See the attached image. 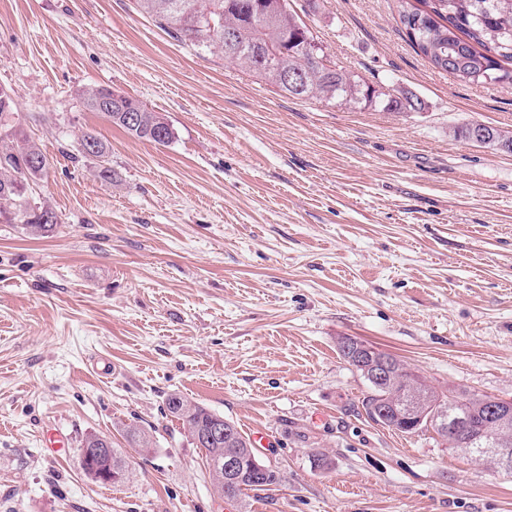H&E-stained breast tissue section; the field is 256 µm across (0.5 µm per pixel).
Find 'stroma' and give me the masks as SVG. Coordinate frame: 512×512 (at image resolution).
<instances>
[{
  "label": "stroma",
  "mask_w": 512,
  "mask_h": 512,
  "mask_svg": "<svg viewBox=\"0 0 512 512\" xmlns=\"http://www.w3.org/2000/svg\"><path fill=\"white\" fill-rule=\"evenodd\" d=\"M289 3L424 111L286 97L136 0H0V91L50 161L28 200L58 216L42 237L0 224V512H512V477L371 421L337 350L353 336L436 388L512 400V154L452 133L511 130L512 86L433 69L400 0ZM101 86L164 114L173 141L86 110ZM86 131L111 181L76 157ZM173 393L234 421L279 483L219 495L163 411ZM90 433L125 482L85 475ZM85 143L90 144V146L97 147V150L95 152H88L82 149L81 146L84 145ZM78 151L80 152V154H83L84 156L98 158L99 162L101 163L99 165L100 176L103 179L112 180V170L109 166H107V146L100 138H98L96 135L92 133L82 134L78 140Z\"/></svg>",
  "instance_id": "stroma-1"
}]
</instances>
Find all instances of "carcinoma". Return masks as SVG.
Listing matches in <instances>:
<instances>
[{"label": "carcinoma", "mask_w": 512, "mask_h": 512, "mask_svg": "<svg viewBox=\"0 0 512 512\" xmlns=\"http://www.w3.org/2000/svg\"><path fill=\"white\" fill-rule=\"evenodd\" d=\"M141 11L151 17L163 30H172L177 37L190 44L200 55L229 56L244 71L257 80L276 87L288 97L380 107L396 114L403 110L393 104L392 94L383 90L384 84H369L325 52L289 0H137ZM399 23L416 52L440 72H446L458 81L484 84L487 77L500 83L512 84V0H416V4L399 12ZM241 29L238 50L224 46V29ZM262 46L275 55L278 64L264 67L254 55L253 47ZM300 74L302 81L292 88L282 80V73ZM84 106L105 116L112 124L133 136L157 145H166L174 138L173 127L159 112L148 109L140 101L116 95L110 87L87 88L81 91ZM134 113L137 121H128ZM478 127L487 133L486 146L512 153V132L496 127L472 123L462 125L454 134L473 141L472 129ZM79 152L99 159V174L112 179L108 166L107 146L92 133H84L78 140ZM42 155L39 146L30 139L20 124L12 125L0 135V223L21 224L34 236L53 231L57 219L46 220L53 213L49 207H33L26 194L30 183L42 178L48 166L28 170L27 158ZM398 371L393 376L376 382L370 376L369 363L356 366L367 382L370 392L362 400L369 419L377 424L408 432L402 426L401 402L408 392L405 383L406 365L397 361ZM424 397L420 405L429 407L438 415L437 423L421 424L419 430L432 429L450 448L458 447L461 435L448 431L442 425L443 416L450 414L470 424L472 435H477L488 419V406L473 402L469 405L450 401L458 393L456 388L438 391L421 382ZM166 415L181 422L192 444L205 451L207 465L229 452L246 450L257 457L251 442L237 430L235 439L209 441L204 438L210 424L222 418L205 407L180 394H172L165 401ZM130 439L140 448L151 451L153 441L148 432L131 426Z\"/></svg>", "instance_id": "cac0c4a2"}]
</instances>
